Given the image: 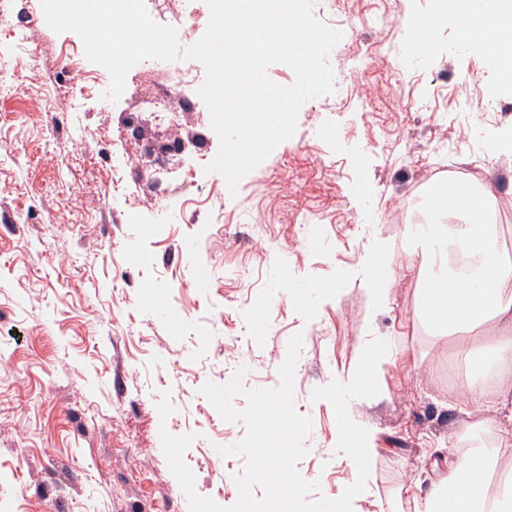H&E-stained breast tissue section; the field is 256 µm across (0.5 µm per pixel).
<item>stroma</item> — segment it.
<instances>
[{
  "label": "stroma",
  "instance_id": "stroma-1",
  "mask_svg": "<svg viewBox=\"0 0 512 512\" xmlns=\"http://www.w3.org/2000/svg\"><path fill=\"white\" fill-rule=\"evenodd\" d=\"M435 0H316L341 31L329 55L334 91L305 102L295 134L229 192L207 172L219 150L196 101L182 134L205 141L166 160L157 181L137 164V94L186 78L147 63L118 101L81 39L46 24L40 0H0V512H189L160 432L193 435L184 459L195 489L223 507L238 499L245 460L217 449L245 438L201 394L240 363L247 389L275 388L288 342L302 333L294 406L312 420L297 469L335 499L350 477L333 454L338 429L314 388L356 366L369 337L392 357L379 396L352 403L375 432L369 494L354 512H414L418 482L444 473L483 412L456 400V342L434 341L417 316L420 260L388 219L427 180L439 142L448 165L494 198L512 197V83L454 22L411 52ZM389 244L396 282L371 310L363 285L374 237ZM260 317H253L257 300ZM182 313L172 330L169 312ZM268 332L252 335L255 319ZM174 407L161 419L157 404Z\"/></svg>",
  "mask_w": 512,
  "mask_h": 512
}]
</instances>
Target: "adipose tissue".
<instances>
[{"label": "adipose tissue", "instance_id": "obj_1", "mask_svg": "<svg viewBox=\"0 0 512 512\" xmlns=\"http://www.w3.org/2000/svg\"><path fill=\"white\" fill-rule=\"evenodd\" d=\"M445 18L512 81V0H437L425 25ZM490 199L485 190L452 187L440 206L448 222L429 225L413 238L430 270L420 313L433 334H472V341L458 348L474 378L463 396L484 408L474 429L493 440L492 449L458 453L447 476L416 498L415 512H512V493H492L488 482L494 461L512 460V256L500 250L488 221ZM394 281L387 245L375 240L363 279L373 308L386 303Z\"/></svg>", "mask_w": 512, "mask_h": 512}]
</instances>
